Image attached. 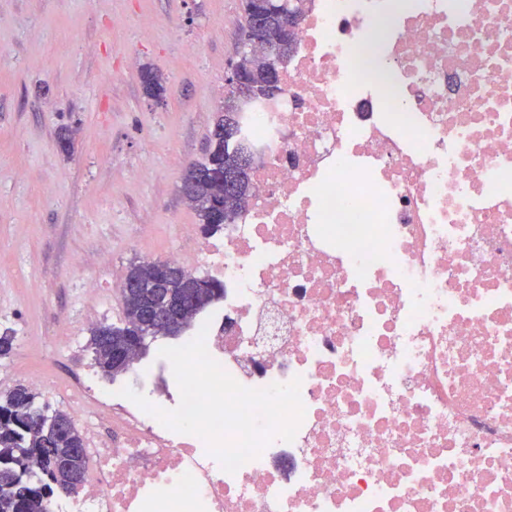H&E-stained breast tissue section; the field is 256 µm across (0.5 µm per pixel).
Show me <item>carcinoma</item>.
Instances as JSON below:
<instances>
[{
  "label": "carcinoma",
  "instance_id": "obj_1",
  "mask_svg": "<svg viewBox=\"0 0 512 512\" xmlns=\"http://www.w3.org/2000/svg\"><path fill=\"white\" fill-rule=\"evenodd\" d=\"M242 5L243 49L239 51V61L248 74L249 86L227 89L224 111L213 123L205 159L190 166L183 176V182L191 187L187 202L206 236L235 223L256 198L251 166L240 171L238 202L224 217L215 215L214 204L222 193L224 170L238 168L245 151L251 149L241 134L239 112L251 101L248 92L266 82L264 66L245 49L254 31L257 5L255 0H242ZM280 5L279 9L267 11L263 19L262 37L271 45L280 41L281 13L294 12L291 0H280ZM142 83L145 91L153 95L164 91L161 76L149 69L143 72ZM163 265L161 260L131 264L126 280L135 282L137 287L121 289L122 319L91 328L88 348L103 376L113 378L131 369L114 362V354L129 344L140 342L138 357L147 354L157 335L143 334L144 312L159 297L166 294L180 301L186 326L201 309L224 297L223 282L197 277V288L187 292L181 288L178 275L162 277ZM86 466L84 435L68 414L50 409L27 385L17 384L0 391V512H48L52 499L72 493L83 482Z\"/></svg>",
  "mask_w": 512,
  "mask_h": 512
}]
</instances>
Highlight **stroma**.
Wrapping results in <instances>:
<instances>
[{
    "instance_id": "35a3bbf8",
    "label": "stroma",
    "mask_w": 512,
    "mask_h": 512,
    "mask_svg": "<svg viewBox=\"0 0 512 512\" xmlns=\"http://www.w3.org/2000/svg\"><path fill=\"white\" fill-rule=\"evenodd\" d=\"M241 15V0H0V332L16 336L0 390L22 366L64 376L58 338L89 332L88 282L119 319L130 264L168 259L177 225L197 224L181 180L224 105Z\"/></svg>"
}]
</instances>
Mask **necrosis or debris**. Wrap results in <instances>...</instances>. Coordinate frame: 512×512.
<instances>
[{
  "label": "necrosis or debris",
  "mask_w": 512,
  "mask_h": 512,
  "mask_svg": "<svg viewBox=\"0 0 512 512\" xmlns=\"http://www.w3.org/2000/svg\"><path fill=\"white\" fill-rule=\"evenodd\" d=\"M257 202L173 254L223 298L185 332L241 385L300 378L293 442L235 473L76 361L24 372L81 426L50 512H512V0H302ZM172 367L123 384L180 403Z\"/></svg>",
  "instance_id": "obj_1"
}]
</instances>
